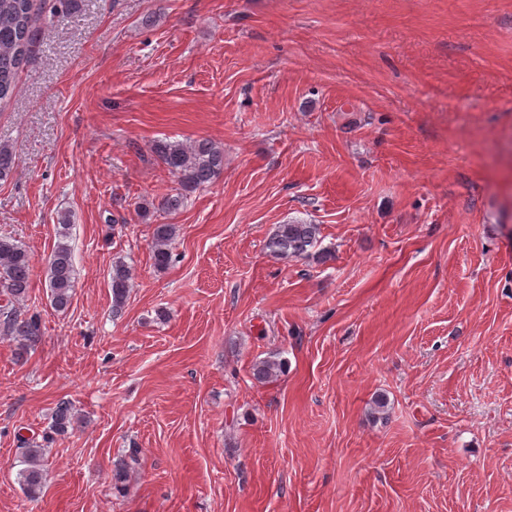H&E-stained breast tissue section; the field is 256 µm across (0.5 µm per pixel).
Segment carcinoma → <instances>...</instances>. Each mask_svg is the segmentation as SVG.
I'll return each mask as SVG.
<instances>
[{"label": "carcinoma", "instance_id": "cac0c4a2", "mask_svg": "<svg viewBox=\"0 0 512 512\" xmlns=\"http://www.w3.org/2000/svg\"><path fill=\"white\" fill-rule=\"evenodd\" d=\"M81 9V0H49L50 19L71 16ZM41 8L37 0H0V102L9 100L17 87L19 73L29 62L35 42L36 22ZM156 154L176 178L179 192L164 199L161 207L177 210L185 193L214 182L224 172V148L206 139L189 145L180 142L160 143ZM71 224L67 214L59 217L58 241L46 264V277L51 303L55 309H66L74 289V266L68 239ZM176 235L173 224H156L153 228L151 252L156 269H166L172 261L171 245ZM320 243V225L303 221L277 224L267 242L270 254L278 259H303L312 255ZM35 259L21 244L9 237H0V295L8 302L0 307V330L14 336L25 346L40 340L38 318L21 316L13 302L27 293ZM112 313H122L131 288V272L122 260L112 263L110 274ZM253 376L262 382H272L285 375L288 362L274 353L258 359L252 367ZM73 405L68 400L56 404L52 432L63 434L72 426ZM25 468L19 473L22 489L30 499L40 496L43 489L44 449L32 442L24 451Z\"/></svg>", "mask_w": 512, "mask_h": 512}]
</instances>
